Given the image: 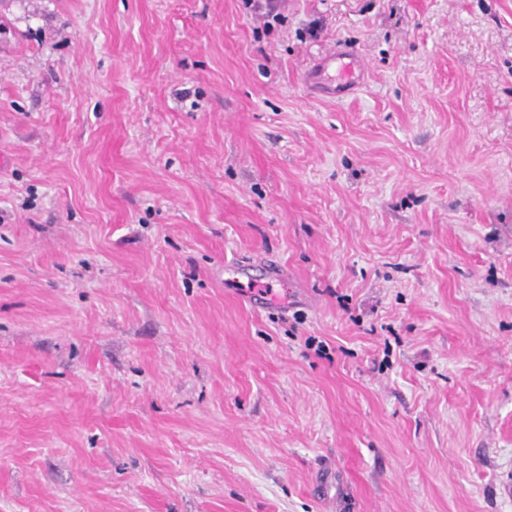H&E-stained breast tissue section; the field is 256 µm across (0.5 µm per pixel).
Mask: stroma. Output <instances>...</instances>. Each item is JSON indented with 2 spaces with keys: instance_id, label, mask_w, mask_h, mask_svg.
I'll return each mask as SVG.
<instances>
[{
  "instance_id": "1",
  "label": "stroma",
  "mask_w": 512,
  "mask_h": 512,
  "mask_svg": "<svg viewBox=\"0 0 512 512\" xmlns=\"http://www.w3.org/2000/svg\"><path fill=\"white\" fill-rule=\"evenodd\" d=\"M262 2L0 0V512H512V0Z\"/></svg>"
}]
</instances>
